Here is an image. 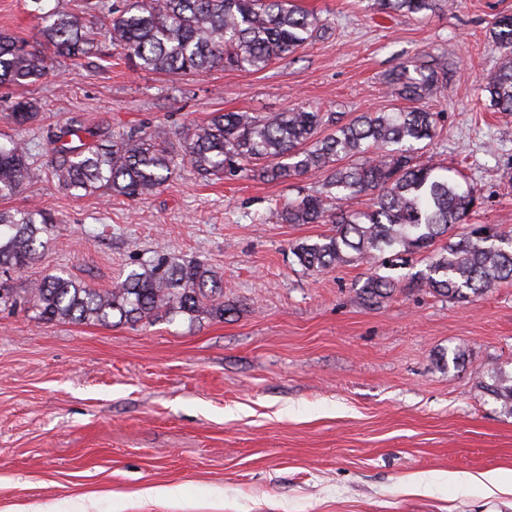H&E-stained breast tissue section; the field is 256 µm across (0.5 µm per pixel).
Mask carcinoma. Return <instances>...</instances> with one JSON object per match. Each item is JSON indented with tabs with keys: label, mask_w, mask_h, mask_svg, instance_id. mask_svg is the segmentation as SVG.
<instances>
[{
	"label": "carcinoma",
	"mask_w": 512,
	"mask_h": 512,
	"mask_svg": "<svg viewBox=\"0 0 512 512\" xmlns=\"http://www.w3.org/2000/svg\"><path fill=\"white\" fill-rule=\"evenodd\" d=\"M63 0H32L40 21L41 47L0 33V84L32 83L53 58L89 57L98 47V27L88 16L110 18L112 45L138 69L170 76H194L215 68L260 71L306 47L328 30L325 20L294 0H91L73 12ZM380 13L427 15L433 0H373ZM503 49L498 69L482 80L490 106L512 112V15L490 31ZM448 82L443 67L404 64L388 87L409 103L390 112L297 109L288 112H216L189 123L178 143L145 130L117 134L108 125L89 129L77 120L47 133L42 143L49 174L58 186L79 195L98 192L129 200L163 187L177 169L188 167L202 180L248 178L287 182L323 177L320 189L291 199L277 211L283 224H331L329 234L293 247L310 272L367 261L385 267L384 254L398 259L430 250L419 280L450 301L479 297L512 282V231L480 226L456 234L475 208L460 172L429 159L418 160L419 144L434 139L440 116L425 100ZM40 106L20 98L12 120L23 125ZM32 152L21 140L0 142V198L21 193L31 182ZM372 196L364 210L344 203ZM56 218L37 207L0 210V273L24 271L46 249ZM397 288L392 276H370L362 292L371 302ZM28 305L44 322L131 326L157 319L207 315L223 319V281L206 263L163 253L139 264L111 288L98 290L59 269L17 292H0V305ZM512 415V371L492 370L479 382Z\"/></svg>",
	"instance_id": "1"
}]
</instances>
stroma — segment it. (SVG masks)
I'll return each instance as SVG.
<instances>
[{
  "mask_svg": "<svg viewBox=\"0 0 512 512\" xmlns=\"http://www.w3.org/2000/svg\"><path fill=\"white\" fill-rule=\"evenodd\" d=\"M298 3L327 33L262 71L174 79L132 67L103 33L99 55L0 85V140L36 149L28 189L0 209L57 219L11 287L61 266L107 289L164 252L212 267L233 309L224 321L135 326L0 310V512H512L511 493L476 481L512 473V417L478 387L493 368L512 370V283L449 301L417 280L420 253L391 269L399 284L373 305L360 293L369 264L307 272L292 248L328 225L271 212L319 189L317 176L207 183L183 168L130 201L74 196L47 175L37 146L73 119L173 141L214 112H383L401 105L387 74L435 60L450 72L426 101L441 129L420 155L464 173L478 199L471 223L512 226V112L493 111L479 88L502 54L492 23L512 0H459L422 19L368 0ZM31 10L0 0V31L39 45ZM21 97L41 105L22 127L9 116ZM151 487L179 493L150 498Z\"/></svg>",
  "mask_w": 512,
  "mask_h": 512,
  "instance_id": "stroma-1",
  "label": "stroma"
}]
</instances>
